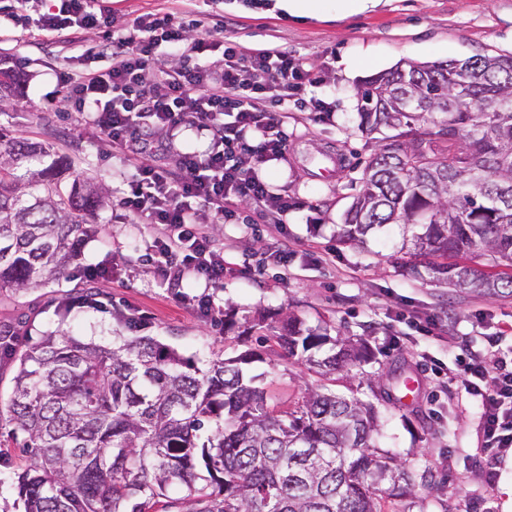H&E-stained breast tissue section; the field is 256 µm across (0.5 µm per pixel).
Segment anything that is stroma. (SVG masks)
<instances>
[{
    "mask_svg": "<svg viewBox=\"0 0 512 512\" xmlns=\"http://www.w3.org/2000/svg\"><path fill=\"white\" fill-rule=\"evenodd\" d=\"M274 2L252 8L244 0H112L115 25L154 7L187 11L205 26L223 24L225 35L245 49L279 46L321 72L322 83L288 107L286 155L261 167L275 190L298 203L285 218L290 253L279 258L264 218L241 205L237 223L210 227L226 262L224 283L216 287L163 283L145 251L158 227L131 223L119 207L133 167L113 156L106 137L82 115L67 111L54 72L79 65L85 41L42 44L21 28L0 37V59L20 62L26 76L22 96L0 113V125L52 143L77 172L109 189L98 230L77 261L41 287L0 293V329L20 328L22 347L50 333L107 345L116 336H151L202 368L254 350L264 359L252 364V372L266 374L272 402L288 406L320 382L301 357L267 339L282 313H295L310 328L368 345L370 359L337 372L333 387L341 394L358 390L374 402L380 421L375 444L412 468L429 512H503L502 488L512 484V465L498 462L494 480L486 481L479 465V404L453 377L461 348L484 352L495 335L500 350H512V336L501 333L512 325V296L458 292L414 276L412 267L425 261L403 248L397 226L360 248L345 244L339 230L351 203L348 184L360 178L370 154L358 129L362 81L403 61L511 54L512 0H385L329 22L273 11ZM328 250L335 253L330 264L320 259ZM88 266L111 268L112 275L87 284ZM89 285L100 307L79 304ZM184 292L190 301L181 300ZM66 297L72 305L65 315L58 306ZM200 297L210 299L209 314L197 311ZM434 316L447 322L446 338L424 332ZM378 375L382 387L371 390ZM24 439L0 417V449L10 462L0 466V512L23 509L12 481L26 461Z\"/></svg>",
    "mask_w": 512,
    "mask_h": 512,
    "instance_id": "stroma-1",
    "label": "stroma"
}]
</instances>
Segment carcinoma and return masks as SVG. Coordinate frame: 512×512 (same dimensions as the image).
Listing matches in <instances>:
<instances>
[{
	"mask_svg": "<svg viewBox=\"0 0 512 512\" xmlns=\"http://www.w3.org/2000/svg\"><path fill=\"white\" fill-rule=\"evenodd\" d=\"M22 74L0 69V103ZM359 129L379 134L340 238L362 246L396 224L427 270L461 292L512 295V54L406 62L358 89ZM428 112L445 119L431 129ZM71 187L62 185L64 177ZM107 191L51 145L0 128V292L61 275L96 232ZM480 252L498 271L459 262ZM273 339L329 378L367 346L284 315ZM0 354L17 363L9 422L30 463L14 491L25 512H385L415 498L414 472L378 452L374 404L308 386L294 407L245 376L252 354L201 369L151 336L112 347L66 333Z\"/></svg>",
	"mask_w": 512,
	"mask_h": 512,
	"instance_id": "carcinoma-1",
	"label": "carcinoma"
}]
</instances>
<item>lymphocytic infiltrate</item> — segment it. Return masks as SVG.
Returning a JSON list of instances; mask_svg holds the SVG:
<instances>
[{
    "label": "lymphocytic infiltrate",
    "instance_id": "lymphocytic-infiltrate-1",
    "mask_svg": "<svg viewBox=\"0 0 512 512\" xmlns=\"http://www.w3.org/2000/svg\"><path fill=\"white\" fill-rule=\"evenodd\" d=\"M34 7L35 0H14L13 25H35L49 41L78 32L103 40L87 52L104 56L105 66L64 67L55 81L70 108L108 138L113 155L134 167L120 207L134 223L160 225L149 248L161 279L171 286L223 282L224 253L210 224L237 220L245 203L279 225L297 206L263 179L261 166L286 154L279 115L290 98L320 84L318 71L285 50H245L219 28L188 37L174 12L146 11L116 28L108 0H54L40 14ZM164 45L175 62L160 58ZM215 52L217 68L207 61ZM186 126L206 132L205 154L172 152ZM458 361L460 381L481 407L485 449L495 458L512 454V360L489 349L462 351Z\"/></svg>",
    "mask_w": 512,
    "mask_h": 512
}]
</instances>
